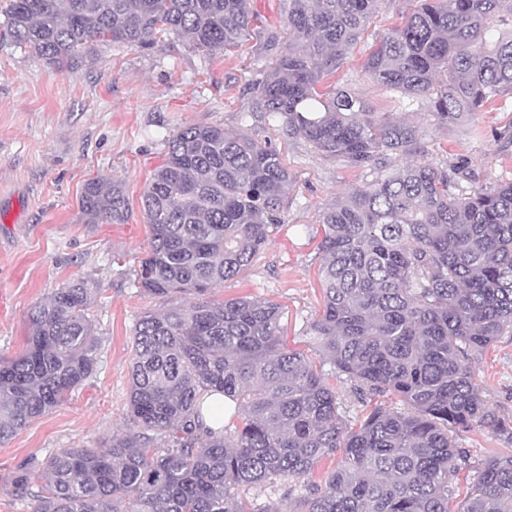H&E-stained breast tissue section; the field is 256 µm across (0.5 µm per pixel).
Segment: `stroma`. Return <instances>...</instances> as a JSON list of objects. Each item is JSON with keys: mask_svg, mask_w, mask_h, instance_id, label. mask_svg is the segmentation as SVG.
<instances>
[{"mask_svg": "<svg viewBox=\"0 0 512 512\" xmlns=\"http://www.w3.org/2000/svg\"><path fill=\"white\" fill-rule=\"evenodd\" d=\"M417 4L381 0L361 38L345 52L337 80L365 99L370 111L420 125L429 159L465 158L479 184L512 181V147L501 149L498 142L512 134V96L497 99L469 122L440 126L428 102H409L365 72L377 36L400 26ZM270 63L252 40L207 58L162 36L147 51L101 45L55 69L25 49L0 43V357L22 351L30 308L62 283L86 278L100 287L90 310L100 348L97 372L67 401L0 442V512H33L34 501L8 492L20 469L35 467L60 448L101 447L124 426L132 330L143 312L164 306L140 296L133 285L150 239L141 196L163 160L165 138L179 127L217 124L252 134L286 164L293 183L282 224L255 262L214 296L279 304L280 334L288 347L316 358L305 328L323 304L320 213L370 182L373 173L324 158L304 139L288 136L277 116L254 119L250 86L264 78ZM97 176L122 181L131 207L125 223L84 222L77 199ZM472 362L490 406L512 422V332L474 352ZM450 436L468 455L453 483L459 502L476 469L512 446L480 427Z\"/></svg>", "mask_w": 512, "mask_h": 512, "instance_id": "1", "label": "stroma"}]
</instances>
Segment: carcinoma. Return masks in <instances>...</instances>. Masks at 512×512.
Wrapping results in <instances>:
<instances>
[{
  "mask_svg": "<svg viewBox=\"0 0 512 512\" xmlns=\"http://www.w3.org/2000/svg\"><path fill=\"white\" fill-rule=\"evenodd\" d=\"M287 2L288 43L263 36L272 66L251 86L257 109L324 157L376 174L320 214L324 300L306 335L322 365L283 343L278 304L209 298L282 223L292 178L279 153L220 125L173 132L143 192L150 244L134 286L176 302L134 325L126 429L100 448L58 449L41 463L43 484L31 471L11 479L34 512H270L250 501L279 483L300 492L283 512H512L509 454L483 463L457 509L448 499L466 462L451 429L477 425L512 444L471 358L512 328V182L464 188V161L424 159L419 127L374 118L347 87L320 90L380 0ZM5 15L0 39L50 66L112 42L149 50L160 35L227 54L257 29L251 0H9ZM364 69L428 99L439 124L467 122L512 95V0H420ZM79 209L88 224H123L129 199L95 178ZM98 292L68 281L31 309L25 348L0 358V441L96 373ZM331 372L402 406L354 423ZM209 394L234 403L218 432L202 422Z\"/></svg>",
  "mask_w": 512,
  "mask_h": 512,
  "instance_id": "obj_1",
  "label": "carcinoma"
}]
</instances>
